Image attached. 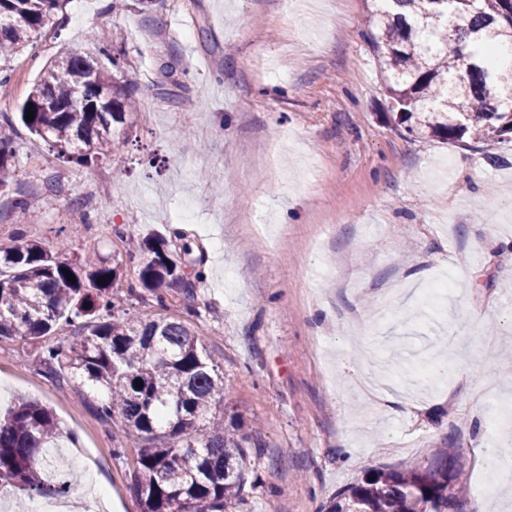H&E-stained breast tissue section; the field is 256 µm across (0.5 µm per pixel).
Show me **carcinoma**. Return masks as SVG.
<instances>
[{"label": "carcinoma", "instance_id": "cac0c4a2", "mask_svg": "<svg viewBox=\"0 0 512 512\" xmlns=\"http://www.w3.org/2000/svg\"><path fill=\"white\" fill-rule=\"evenodd\" d=\"M66 0H0V90L12 83V61L50 27L60 33ZM365 26L377 58L395 126L406 134L482 145L488 160L512 138V67L489 63V51L512 48V0H378ZM133 79L116 85L93 60L62 52L43 70L20 113L28 132L70 161L87 164L119 143L135 112ZM13 113L0 110V193L9 187L15 151ZM191 250L175 254L164 239L132 244L137 281L121 293L118 261L86 269L38 242L0 246V337L45 339L60 324L73 328L69 347L48 344L39 367L62 384L102 395L106 420L143 441L131 475L140 512H237L248 465V437L224 425V372L202 332L179 319L123 308L146 291L184 281ZM73 274L67 279L64 270ZM89 307H84V304ZM143 382L137 389L135 382ZM60 424L52 408L28 400L0 417V484L23 498L48 488L36 463ZM463 493L459 456L436 448L427 464L376 469L339 490L325 512H458Z\"/></svg>", "mask_w": 512, "mask_h": 512}]
</instances>
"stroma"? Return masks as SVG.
I'll list each match as a JSON object with an SVG mask.
<instances>
[{
  "instance_id": "obj_1",
  "label": "stroma",
  "mask_w": 512,
  "mask_h": 512,
  "mask_svg": "<svg viewBox=\"0 0 512 512\" xmlns=\"http://www.w3.org/2000/svg\"><path fill=\"white\" fill-rule=\"evenodd\" d=\"M64 35L42 33L13 62L21 105L59 47L115 80L136 74L140 110L114 151L80 165L18 127L0 194V244L45 243L86 265L123 261L125 238L188 243L199 273L132 299V313L201 331L224 369V419L250 437L239 512H321L371 469L458 450L463 512H512L492 496L486 456L512 460V143L406 138L384 119L366 0H67ZM121 28L103 54L93 34ZM35 197L20 220L18 196ZM195 199L191 223L177 213ZM464 209L460 224L449 212ZM455 288L433 325L418 297L440 272ZM357 310L368 326L351 324ZM41 345L0 337V409L50 404L62 445L98 458L97 486L139 512L130 488L141 439L101 419L94 397L39 371Z\"/></svg>"
}]
</instances>
